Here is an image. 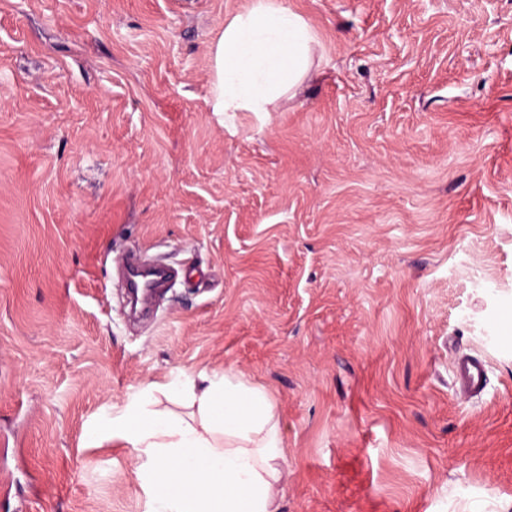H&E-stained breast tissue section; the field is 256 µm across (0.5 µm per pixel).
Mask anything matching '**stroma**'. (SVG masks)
Instances as JSON below:
<instances>
[{"mask_svg":"<svg viewBox=\"0 0 512 512\" xmlns=\"http://www.w3.org/2000/svg\"><path fill=\"white\" fill-rule=\"evenodd\" d=\"M250 2L0 0V512H145L88 425L228 365L275 400L281 512H507L512 0H284L318 77L223 116ZM129 256L175 272L142 321ZM455 378L457 390L461 395L473 396L481 393L486 381L485 362L469 355L458 357L455 364Z\"/></svg>","mask_w":512,"mask_h":512,"instance_id":"obj_1","label":"stroma"}]
</instances>
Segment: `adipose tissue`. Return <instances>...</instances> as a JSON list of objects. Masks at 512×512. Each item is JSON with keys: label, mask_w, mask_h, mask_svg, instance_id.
<instances>
[{"label": "adipose tissue", "mask_w": 512, "mask_h": 512, "mask_svg": "<svg viewBox=\"0 0 512 512\" xmlns=\"http://www.w3.org/2000/svg\"><path fill=\"white\" fill-rule=\"evenodd\" d=\"M315 29L283 0H252L209 42V111L270 112L317 69ZM154 385L92 427L90 444L132 448L147 512H279L290 469L273 399L233 368L164 384L189 417L156 406Z\"/></svg>", "instance_id": "adipose-tissue-1"}]
</instances>
